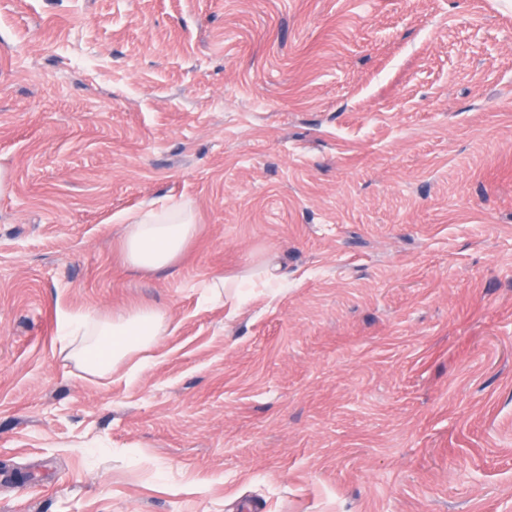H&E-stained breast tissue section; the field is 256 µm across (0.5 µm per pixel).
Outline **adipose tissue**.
<instances>
[{"label": "adipose tissue", "mask_w": 512, "mask_h": 512, "mask_svg": "<svg viewBox=\"0 0 512 512\" xmlns=\"http://www.w3.org/2000/svg\"><path fill=\"white\" fill-rule=\"evenodd\" d=\"M122 237L126 262L151 272L173 264L196 232L193 207L184 202L128 214ZM168 324L151 309L112 316L65 315L63 351L84 374L107 377L115 367L164 336Z\"/></svg>", "instance_id": "1"}]
</instances>
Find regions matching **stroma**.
I'll list each match as a JSON object with an SVG mask.
<instances>
[{
	"label": "stroma",
	"instance_id": "obj_1",
	"mask_svg": "<svg viewBox=\"0 0 512 512\" xmlns=\"http://www.w3.org/2000/svg\"><path fill=\"white\" fill-rule=\"evenodd\" d=\"M1 168L0 512H512V0H0ZM122 248L133 268L151 272L170 266L181 256L196 232L189 202L151 207L125 218ZM254 276H243L237 279H226L224 275H216L212 277L206 285L211 298L214 301L224 300V288H233L235 290V298L246 301V297H250L249 290L253 288ZM167 328L165 318L148 308L106 317L66 314L62 351L84 374L104 378L119 363L157 344Z\"/></svg>",
	"mask_w": 512,
	"mask_h": 512
}]
</instances>
